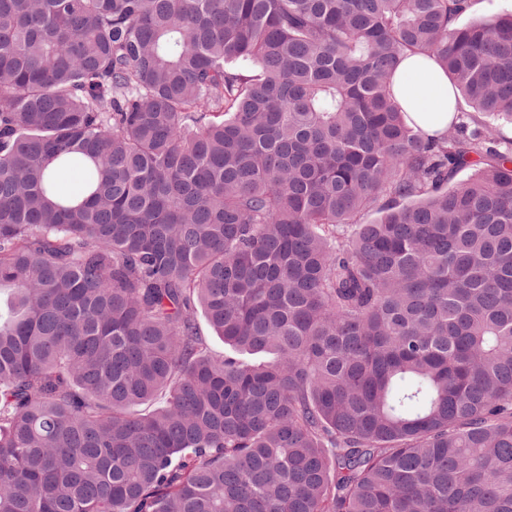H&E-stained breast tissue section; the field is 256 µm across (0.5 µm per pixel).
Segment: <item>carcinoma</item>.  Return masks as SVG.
Instances as JSON below:
<instances>
[{"label":"carcinoma","mask_w":512,"mask_h":512,"mask_svg":"<svg viewBox=\"0 0 512 512\" xmlns=\"http://www.w3.org/2000/svg\"><path fill=\"white\" fill-rule=\"evenodd\" d=\"M471 7L0 0V512H512V16ZM409 54L472 109L438 139ZM393 95L410 126L438 138L457 114V92L434 59L410 54L393 80Z\"/></svg>","instance_id":"1"}]
</instances>
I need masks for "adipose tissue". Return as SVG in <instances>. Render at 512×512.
<instances>
[{
    "label": "adipose tissue",
    "mask_w": 512,
    "mask_h": 512,
    "mask_svg": "<svg viewBox=\"0 0 512 512\" xmlns=\"http://www.w3.org/2000/svg\"><path fill=\"white\" fill-rule=\"evenodd\" d=\"M393 95L410 126L440 137L456 114L457 92L434 59L408 55L393 80Z\"/></svg>",
    "instance_id": "obj_1"
}]
</instances>
